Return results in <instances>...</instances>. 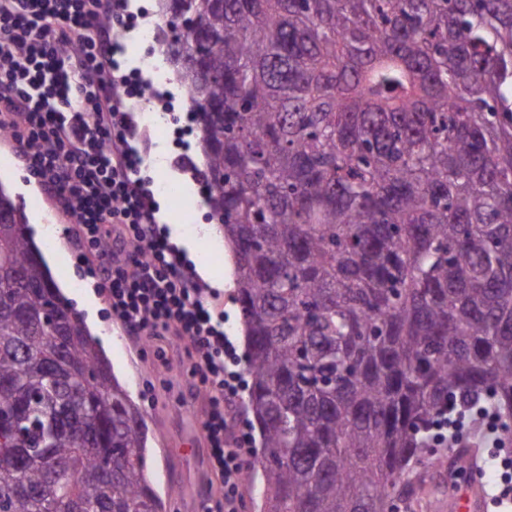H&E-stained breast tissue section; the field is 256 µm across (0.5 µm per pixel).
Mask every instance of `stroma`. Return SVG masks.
Returning a JSON list of instances; mask_svg holds the SVG:
<instances>
[{
	"instance_id": "obj_1",
	"label": "stroma",
	"mask_w": 512,
	"mask_h": 512,
	"mask_svg": "<svg viewBox=\"0 0 512 512\" xmlns=\"http://www.w3.org/2000/svg\"><path fill=\"white\" fill-rule=\"evenodd\" d=\"M132 22L121 31L120 48L113 64L122 73H137L157 90L161 102L140 104L129 100L136 134L130 145L144 156L143 175L158 208L172 214L167 224L171 242L183 253L200 281L212 293L211 304L224 315V332L231 342L228 361L241 371L247 349L245 328L233 300L235 278L230 254L223 245L224 234L209 217L198 176L203 157L192 132L185 96L173 93L171 67L162 63L160 43L148 42L146 33L159 26V0H125ZM188 154L192 166L174 167L172 160ZM18 148L0 137V186L15 200L26 204L33 239L50 274L80 315H93L94 333L115 378L127 389L143 411L147 423L148 474L164 504V512H210L224 496V486L208 465L209 450L202 436L207 401L184 365L187 340L170 335L162 340L130 334L113 322L106 296L97 292L80 259L77 230L57 201L36 182L24 178L17 161ZM178 185L177 194L163 191L166 183ZM196 232H188V225ZM194 440L191 453H183L187 440ZM442 465L419 471V483L408 498L397 500V512H444L456 490L472 485L473 471L459 472L452 463L451 448H434Z\"/></svg>"
}]
</instances>
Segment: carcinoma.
Returning a JSON list of instances; mask_svg holds the SVG:
<instances>
[{
  "label": "carcinoma",
  "mask_w": 512,
  "mask_h": 512,
  "mask_svg": "<svg viewBox=\"0 0 512 512\" xmlns=\"http://www.w3.org/2000/svg\"><path fill=\"white\" fill-rule=\"evenodd\" d=\"M235 260L267 512H392L512 413V0H161ZM4 512H163L143 412L0 189ZM112 471L100 467L111 449Z\"/></svg>",
  "instance_id": "cac0c4a2"
}]
</instances>
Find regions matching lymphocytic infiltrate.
Listing matches in <instances>:
<instances>
[{
  "instance_id": "obj_1",
  "label": "lymphocytic infiltrate",
  "mask_w": 512,
  "mask_h": 512,
  "mask_svg": "<svg viewBox=\"0 0 512 512\" xmlns=\"http://www.w3.org/2000/svg\"><path fill=\"white\" fill-rule=\"evenodd\" d=\"M107 6L112 20L99 23ZM123 12L124 0H0V127L28 177L78 225L82 252L96 255L91 274L110 316L133 332L189 339V373L209 399V464L224 482L218 509L242 512L250 437L226 432L239 382L224 365V318L158 223L130 146L126 100L146 88L110 69Z\"/></svg>"
}]
</instances>
